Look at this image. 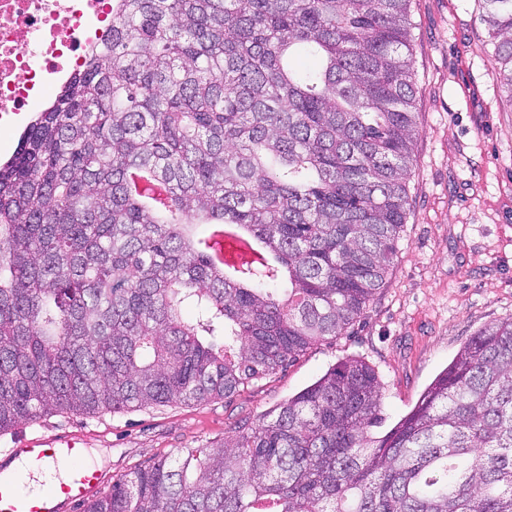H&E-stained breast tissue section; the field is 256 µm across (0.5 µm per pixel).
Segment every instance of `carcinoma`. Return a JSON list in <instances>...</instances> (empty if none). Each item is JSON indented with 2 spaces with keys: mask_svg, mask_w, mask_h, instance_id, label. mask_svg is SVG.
<instances>
[{
  "mask_svg": "<svg viewBox=\"0 0 512 512\" xmlns=\"http://www.w3.org/2000/svg\"><path fill=\"white\" fill-rule=\"evenodd\" d=\"M410 5L112 0V35L0 162V434L230 398L361 318L406 219ZM481 21L512 98V0ZM226 224L275 261L227 268ZM383 421L347 357L82 512H512V318Z\"/></svg>",
  "mask_w": 512,
  "mask_h": 512,
  "instance_id": "obj_1",
  "label": "carcinoma"
}]
</instances>
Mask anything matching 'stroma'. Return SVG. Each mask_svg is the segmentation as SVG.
I'll use <instances>...</instances> for the list:
<instances>
[{
    "mask_svg": "<svg viewBox=\"0 0 512 512\" xmlns=\"http://www.w3.org/2000/svg\"><path fill=\"white\" fill-rule=\"evenodd\" d=\"M480 0H412L419 133L407 222L385 286L342 335L320 341L229 399L60 414L22 437L74 439L105 479L183 448L223 442L348 356L373 366L393 426L478 331L512 317V97L480 21Z\"/></svg>",
    "mask_w": 512,
    "mask_h": 512,
    "instance_id": "obj_1",
    "label": "stroma"
}]
</instances>
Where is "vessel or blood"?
Here are the masks:
<instances>
[{
    "label": "vessel or blood",
    "instance_id": "1",
    "mask_svg": "<svg viewBox=\"0 0 512 512\" xmlns=\"http://www.w3.org/2000/svg\"><path fill=\"white\" fill-rule=\"evenodd\" d=\"M84 456V448L76 441L59 445L42 437L26 438L14 447L0 448V512H67L69 506L90 500L99 489L101 477L96 469L85 465ZM16 459L64 468L66 476L37 492L19 493L13 478L5 473L7 462Z\"/></svg>",
    "mask_w": 512,
    "mask_h": 512
}]
</instances>
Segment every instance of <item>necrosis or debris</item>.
I'll list each match as a JSON object with an SVG mask.
<instances>
[{"instance_id":"obj_1","label":"necrosis or debris","mask_w":512,"mask_h":512,"mask_svg":"<svg viewBox=\"0 0 512 512\" xmlns=\"http://www.w3.org/2000/svg\"><path fill=\"white\" fill-rule=\"evenodd\" d=\"M112 26V0H0V140Z\"/></svg>"}]
</instances>
